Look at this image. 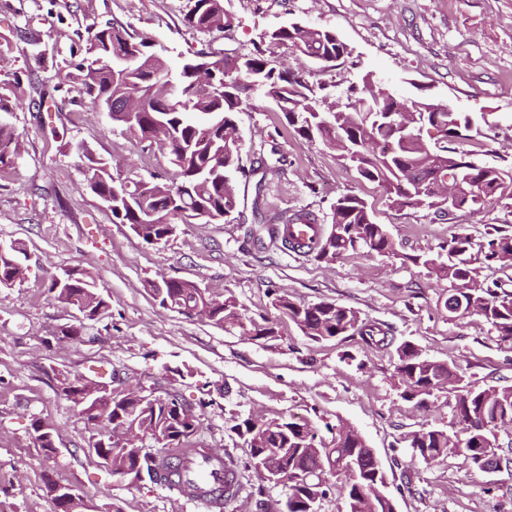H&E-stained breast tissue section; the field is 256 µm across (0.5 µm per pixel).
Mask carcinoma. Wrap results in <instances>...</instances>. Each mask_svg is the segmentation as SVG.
Returning a JSON list of instances; mask_svg holds the SVG:
<instances>
[{
  "label": "carcinoma",
  "mask_w": 512,
  "mask_h": 512,
  "mask_svg": "<svg viewBox=\"0 0 512 512\" xmlns=\"http://www.w3.org/2000/svg\"><path fill=\"white\" fill-rule=\"evenodd\" d=\"M183 23L201 33L232 29L224 0H192ZM273 45L289 46L296 53L297 69L274 66L267 56ZM86 54L76 79L91 102L108 110L112 121L136 135L138 142L156 147L172 167L167 176L150 186L122 180L115 192L114 180H121V174L89 146L76 147L91 173V190L120 223L129 225L146 243L168 239L177 224L230 217L236 186L243 179L249 180L253 171L242 164V143L227 139L226 129L236 126V114L252 106L257 97L274 104L302 138L309 142L318 139L335 149L360 179L383 186L391 208L429 206V185L412 184L410 174L423 181L434 171L449 172L465 181L470 205L477 213L489 203L512 200V166L477 164L463 148L470 134L479 132L470 116L462 114L459 123L450 126L448 113L439 105L426 99L404 101L370 78L352 87L353 100L343 106L329 95L319 100L312 97L308 82L312 66L336 67L347 54L346 44L333 30L292 23L266 32L249 55L210 60L192 56L174 70L165 55L153 50L149 38L137 41L124 28L112 25L92 33ZM115 56L123 58L119 67L97 64L102 58ZM205 62L210 68L202 82L198 68ZM127 100L135 104L134 122L113 111ZM21 104L20 88L0 92V112ZM395 120L406 123L408 141L404 144L392 137L391 123ZM427 125L439 134V143L433 146L420 138L421 128ZM21 148L20 133L0 123V170L13 167ZM314 223L315 216L302 210L285 218L272 216L264 228L271 241H279L286 248L291 241L280 225ZM331 226L336 232L321 235L308 248V254L320 262L334 263L354 255H399L387 225L377 223L372 206L356 195L336 199ZM474 252L481 255L487 268L512 269V261L502 260L505 254L512 256V232L493 227L478 238L454 235L441 243L436 253L409 256L407 260L423 266L436 281L448 282L443 308L451 302L460 311L481 317L500 341L511 343L512 293L505 286L512 277L491 282L479 279V271L472 265ZM26 260L24 244H0L1 288L12 286L11 280ZM148 286L164 309L190 302L200 306L205 318L216 326L238 328L253 340L275 335L267 318L258 321L247 315L231 293L215 296L184 279L160 285L150 281ZM45 288L53 300L84 312L89 320L110 308L98 289L96 276L79 267L66 271L62 280L49 274ZM272 305L313 341L357 335L369 346L385 345L381 329L337 302L302 304L276 292ZM396 356L400 396L423 405L435 392L434 381H444L455 392L454 419L466 433L461 441L456 431L425 424L405 437L412 456L430 465L443 461L448 449L454 448L475 467L483 468L489 459L475 452L480 447L478 440L488 437L497 423L512 422V384L480 386L454 365L429 357L408 340L396 348ZM95 385L94 380L64 375L58 379L57 392L83 410L97 400L100 390ZM102 408L104 419L98 422L89 450L96 455L110 454L114 474L135 467L141 480L169 483L170 476L179 473L183 454L208 452L192 442L200 427L199 418L187 415L188 408L175 396L153 406L143 404L140 394L125 392L117 399H103ZM120 425L162 442L167 461H160L143 444L128 450L108 447L112 429ZM32 428L43 429L39 447L44 454L54 453L53 430L38 418L32 420ZM234 430L249 448L254 469L269 463L288 467L286 475L266 470L275 476L276 483L288 477V512H310L312 496L325 498L334 491L344 497L346 512H381L377 493L385 491L384 474L377 473L369 445L355 428L329 426L330 437L326 438L306 417L291 415L273 424L249 415L239 420Z\"/></svg>",
  "instance_id": "cac0c4a2"
}]
</instances>
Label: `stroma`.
<instances>
[{"label":"stroma","mask_w":512,"mask_h":512,"mask_svg":"<svg viewBox=\"0 0 512 512\" xmlns=\"http://www.w3.org/2000/svg\"><path fill=\"white\" fill-rule=\"evenodd\" d=\"M189 0H0V84L20 85L22 106L0 113L23 136L14 167L0 173V244L25 243L23 282L0 288V512H52L45 485L53 476L87 500L118 512H202L150 482L135 485L102 467L89 451L95 429L59 397V375L114 371L153 384L199 411L200 441L237 461L241 488L225 512H278L284 486L260 480L233 432L237 418L305 416L318 425L347 422L373 448L397 512H512V471L487 473L456 453L440 463L411 458L405 434L430 424L454 428L452 394L428 406L403 400L394 375L397 345L453 363L482 385L512 384V344L478 316L448 317V285L405 262L436 252L451 235L512 225V207L443 219L424 208L387 206L384 189L359 179L336 151L308 142L264 99L236 116L242 158L255 181L239 183L231 222L177 225L168 241L149 244L119 223L88 186L73 150L96 154L144 182L168 170L165 156L143 148L107 111L94 108L72 78L91 28L124 27L149 37L172 62L200 51L250 54L262 35L298 22L334 30L347 45L344 63L313 73L315 96L346 97L372 77L406 98L453 103L486 115L465 144L481 164H512V0H224L228 33L202 34L182 22ZM354 194L387 225L398 257H348L332 264L246 235L256 212L313 213L331 222L338 196ZM82 267L98 278L109 315L84 323V339L58 343L75 321L48 298L47 274ZM231 291L247 314L273 323L274 336L251 340L198 317L163 309L148 292L161 278ZM302 303L334 301L386 331L375 349L358 338L308 339L272 305L274 292ZM39 417L57 433L44 455L31 428Z\"/></svg>","instance_id":"obj_1"}]
</instances>
